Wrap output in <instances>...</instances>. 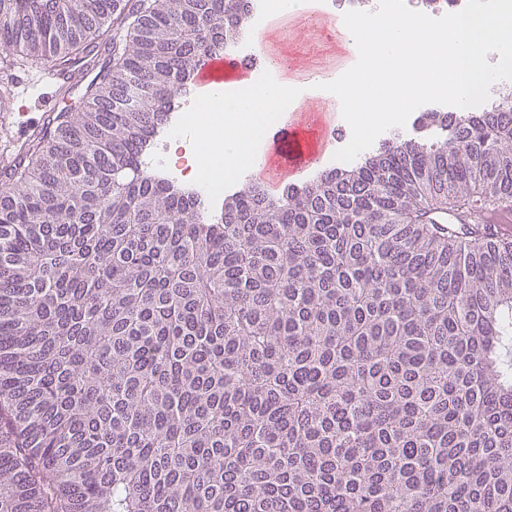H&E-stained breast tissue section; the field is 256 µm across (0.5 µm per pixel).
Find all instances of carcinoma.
Instances as JSON below:
<instances>
[{
	"instance_id": "cac0c4a2",
	"label": "carcinoma",
	"mask_w": 512,
	"mask_h": 512,
	"mask_svg": "<svg viewBox=\"0 0 512 512\" xmlns=\"http://www.w3.org/2000/svg\"><path fill=\"white\" fill-rule=\"evenodd\" d=\"M244 22L0 0L7 55L109 51L0 161V512H512V109L208 220L143 162ZM482 224H494L503 234L512 233V210L510 208H492L479 214Z\"/></svg>"
}]
</instances>
